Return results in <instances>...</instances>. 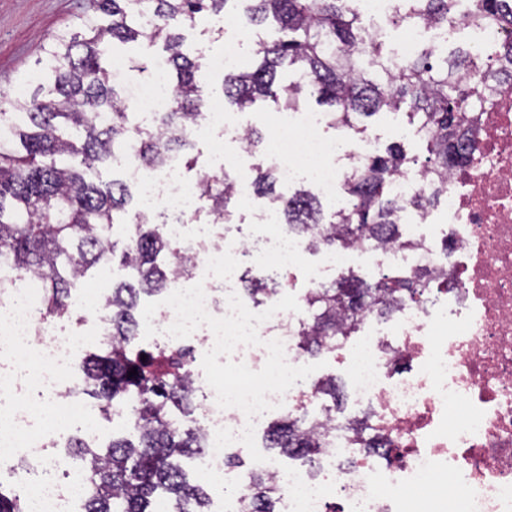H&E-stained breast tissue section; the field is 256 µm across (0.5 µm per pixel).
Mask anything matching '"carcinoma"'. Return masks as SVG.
I'll return each instance as SVG.
<instances>
[{
  "label": "carcinoma",
  "mask_w": 512,
  "mask_h": 512,
  "mask_svg": "<svg viewBox=\"0 0 512 512\" xmlns=\"http://www.w3.org/2000/svg\"><path fill=\"white\" fill-rule=\"evenodd\" d=\"M393 21L410 16L448 24L453 0H400ZM503 0H474L480 18L500 17ZM242 15L245 29L268 22L275 35L258 39L256 65L224 74V103L244 112L259 100L282 109L298 107L308 93L327 107L332 123L353 127L352 119L370 118L409 107L417 133L426 143L423 168L433 179L427 195L397 200L392 177L406 169L408 158L397 143L356 164L344 185L347 204L325 215L317 197L303 189L286 197L277 192L276 171L256 170L257 195L277 209L289 228L331 243L358 239L386 243L399 235L400 212L410 206L432 208L448 187V170L467 162L470 143L464 125L492 103L491 88L465 82L470 72L482 81L496 77L512 60H475L469 54L448 56L445 49L422 47L393 69L383 42L367 23L358 0H95L94 12L76 17L73 28L58 34L38 62L41 78L20 97H0V275L20 283L29 276L44 281V315L71 313V288L94 266L120 257L133 270V282L112 288V344L102 354L84 359V389L95 397L103 415L127 409L135 420L139 444L114 438L105 449L91 448L75 437L73 454L85 460L83 481L90 488L82 512H154L167 503L173 512H209L204 488L184 475L181 460L201 452L200 429L179 424L173 411L190 415L193 393L187 356L173 362L177 371L163 370L160 353L136 346V317L143 294L159 293L192 274L191 262L175 240L152 224L151 213L131 206L129 187L119 179L103 181L101 168L133 146L136 159L151 171L179 151L192 168L195 133L213 92L202 80L204 57L184 50L182 30L211 12ZM137 44L135 68L151 73L155 48L162 49L176 94L172 110L155 118V126L130 123L125 90L108 68L115 43ZM292 72L294 80L280 82ZM198 190L209 202L211 223L232 216L235 199L221 172L203 174ZM115 224H134L136 231L122 250L111 240ZM442 284L432 272L414 278L398 273L367 281L352 272L330 285L313 289L307 299L304 327L306 350L325 349V338L336 335V316L355 325L367 307L385 315L401 300L416 301ZM137 374L128 375L131 369ZM270 447L301 458H312L321 444L283 418L268 432ZM279 496L256 472L252 476V512H277ZM25 500L0 486V512H25Z\"/></svg>",
  "instance_id": "1"
}]
</instances>
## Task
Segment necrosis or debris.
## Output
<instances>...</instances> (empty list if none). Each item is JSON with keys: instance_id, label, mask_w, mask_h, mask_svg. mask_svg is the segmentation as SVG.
Returning <instances> with one entry per match:
<instances>
[{"instance_id": "1", "label": "necrosis or debris", "mask_w": 512, "mask_h": 512, "mask_svg": "<svg viewBox=\"0 0 512 512\" xmlns=\"http://www.w3.org/2000/svg\"><path fill=\"white\" fill-rule=\"evenodd\" d=\"M471 13L472 0H455L448 25L408 23L391 61L401 65L422 45L441 48L455 39L466 41L475 55L512 51V20L483 25ZM164 74V64L156 63L151 79L127 89L135 111L156 116L172 108L175 93ZM491 89L493 104L469 133L471 159L449 170L448 191L437 200L446 223H435L432 211L411 208L399 240L315 250L285 229L257 257L272 289L259 298L243 296L255 313L287 294L290 271L314 253L339 272L389 265L402 273L427 268L448 278L447 287L398 306L392 315L362 312L352 335L337 336L333 350L347 372L350 409L325 404L317 378L297 381L278 396L277 415L303 418L305 429L323 444L306 468L287 472L273 459L252 464V472L281 483V512H512V78L493 80ZM325 122L319 112L295 113L275 145L264 149L282 188L306 179L321 196L340 197L350 164L380 147L375 139L355 141L344 132L322 137ZM122 165L144 208L193 263L192 278L204 284L207 312L227 315V284L240 280L241 271L225 257L247 251V244L183 232L200 194L184 178L178 153L153 171L130 151ZM41 285L36 277L19 288L0 279V407L12 408L9 428L0 435V459L22 456L38 471L28 489L35 512H78L73 471L56 452L69 438L68 427L45 428L13 404L33 386L64 416L80 407L73 394L80 343L42 315ZM303 321L299 312L276 313L259 325L260 344L237 347L234 359L260 370L268 357L266 341L277 339L290 365L305 364ZM192 381L202 393L201 473L230 478L236 493L225 498L223 512H250V474H229L231 457L245 453V445L214 448L217 429L241 433L247 417L240 409L220 408L201 375ZM437 476L448 480L449 495L432 491Z\"/></svg>"}]
</instances>
